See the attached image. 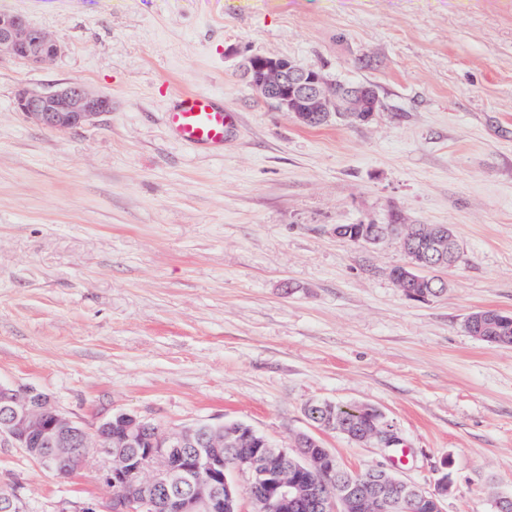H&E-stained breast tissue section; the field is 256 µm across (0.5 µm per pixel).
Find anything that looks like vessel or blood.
<instances>
[{
  "mask_svg": "<svg viewBox=\"0 0 512 512\" xmlns=\"http://www.w3.org/2000/svg\"><path fill=\"white\" fill-rule=\"evenodd\" d=\"M230 121L220 98L203 92L177 94L166 113V125L174 137L204 149L223 147Z\"/></svg>",
  "mask_w": 512,
  "mask_h": 512,
  "instance_id": "vessel-or-blood-1",
  "label": "vessel or blood"
}]
</instances>
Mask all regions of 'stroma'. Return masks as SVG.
<instances>
[{
    "instance_id": "35a3bbf8",
    "label": "stroma",
    "mask_w": 512,
    "mask_h": 512,
    "mask_svg": "<svg viewBox=\"0 0 512 512\" xmlns=\"http://www.w3.org/2000/svg\"><path fill=\"white\" fill-rule=\"evenodd\" d=\"M61 50L0 56V382L92 424L240 422L277 446L319 434L349 471L379 449L319 431L314 401L370 405L394 474L445 512L512 496V345L467 315H512V0H0ZM261 54L372 87L369 121L306 127L241 75ZM78 80L110 112L58 133L14 106ZM219 94L224 147L175 141L173 94ZM443 224L456 264L425 301L390 277L398 242L339 224ZM101 457L58 475L0 444V489L32 512L106 506ZM370 425L371 429L360 438V442L381 448L385 456L389 458L388 450L396 448V445L401 441L397 431L388 421H381V418L371 422Z\"/></svg>"
}]
</instances>
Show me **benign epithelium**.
<instances>
[{
  "instance_id": "benign-epithelium-1",
  "label": "benign epithelium",
  "mask_w": 512,
  "mask_h": 512,
  "mask_svg": "<svg viewBox=\"0 0 512 512\" xmlns=\"http://www.w3.org/2000/svg\"><path fill=\"white\" fill-rule=\"evenodd\" d=\"M59 51L60 45L33 27L24 16L0 15V54L38 64ZM244 74L277 110L293 114L307 126L325 124L336 116L365 121L375 111L377 95L372 88L336 86L328 82L321 71L284 57L252 55L246 61ZM15 107L44 129L67 132L110 111L111 101L89 93L82 82L71 80L50 89L22 87L15 95ZM364 228L366 244L375 245L386 238L399 240L408 258V272L401 277L405 284L403 291L412 299L424 301L429 297L427 289L431 288L434 277L425 271L450 267L457 260L458 245L446 225L429 228L425 237L429 248L425 250L415 247V235L407 237L397 230L386 232L373 224H366ZM114 419L123 428V447L142 448L149 432L153 433L151 447L143 448L138 456L108 448ZM226 437L235 438L237 443L248 441L255 445L247 459L233 466L246 484L262 486L261 491L249 496L252 512H266L273 500L297 503L316 499V492L301 480L302 474L314 468L324 471L330 484L336 487L331 496L319 501L323 512H348L358 498L354 488L336 481V473L343 471V467L326 449L320 460L309 454L295 456L249 426L226 431L222 425L197 423L163 430L147 419L127 413H117L113 419L106 417L87 427L58 412L44 392L35 388L15 389L0 383V443L24 449L30 458L46 468L65 465L71 472L84 466L87 450L92 449L105 460L98 477L107 486L127 483L148 471L156 473L153 480L139 482L133 494L113 499L112 512H153L158 506L161 487L169 483L189 485L188 491L174 500L177 512H210L219 503L241 512L237 485L229 478L222 456L214 452L224 446ZM400 441L393 425L385 420L371 422V429L360 438V442L385 453ZM388 484L404 494V499L410 503L430 498L437 512H442L447 484H442L438 491H423L397 478L380 464L373 468L371 482L363 494L380 497L379 487Z\"/></svg>"
}]
</instances>
